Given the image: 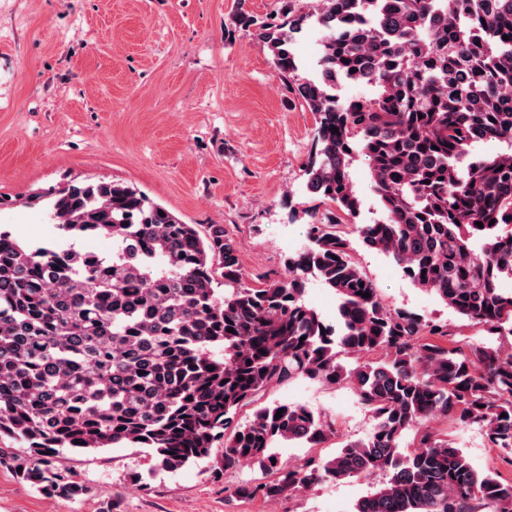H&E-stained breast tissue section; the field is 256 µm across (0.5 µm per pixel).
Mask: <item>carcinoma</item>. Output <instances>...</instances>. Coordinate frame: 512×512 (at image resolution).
<instances>
[{"label": "carcinoma", "mask_w": 512, "mask_h": 512, "mask_svg": "<svg viewBox=\"0 0 512 512\" xmlns=\"http://www.w3.org/2000/svg\"><path fill=\"white\" fill-rule=\"evenodd\" d=\"M311 18L324 31L319 73L300 81L291 43ZM259 36L317 116L308 190L356 217L349 167L364 155L385 220L355 225L362 244L471 322L512 335V0H319L316 13L263 24ZM342 78L371 96L336 101ZM489 140L507 152L471 153ZM34 200L63 236H106L112 251L32 246L0 231V438L28 444L19 479L83 496L54 459L131 444L169 472L257 463L268 481L239 486L243 499L386 470L355 512H475L477 501L512 512V483L476 471L434 432L402 452L414 426L442 417L482 425L512 454V350L448 348L440 325L386 308L336 215L310 225L309 246L283 275L253 286L224 225L202 232L124 183ZM310 276L338 296L337 326L306 304ZM379 349V361L338 360ZM299 377L351 385L371 435L325 460L272 463L276 443L318 445L334 432L288 403L235 422L268 386Z\"/></svg>", "instance_id": "carcinoma-1"}]
</instances>
